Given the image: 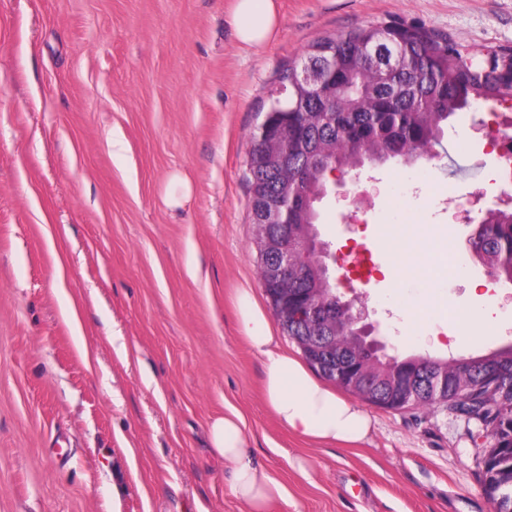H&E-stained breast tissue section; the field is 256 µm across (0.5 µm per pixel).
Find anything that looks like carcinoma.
I'll return each mask as SVG.
<instances>
[{"label":"carcinoma","mask_w":512,"mask_h":512,"mask_svg":"<svg viewBox=\"0 0 512 512\" xmlns=\"http://www.w3.org/2000/svg\"><path fill=\"white\" fill-rule=\"evenodd\" d=\"M385 53L376 58L361 54V45L375 35L373 26L326 37L307 46L298 62L283 73L288 82V101L270 104L266 112L269 130L286 123L297 130L288 143V170L315 169L320 158L330 156L328 167L342 174L358 169L366 161L376 164L404 157L416 161L441 143L443 123L451 116L469 112L489 101H512V55L490 47L476 50L442 37L418 25H389ZM334 59L336 66L322 72L336 98V110H327L328 97L317 96L300 80L301 67L318 66ZM423 73L416 80L415 73ZM259 147L248 164L253 210L280 193L281 171L262 159ZM319 186L288 187V234L309 237L319 220L317 206H306L302 198L317 194ZM473 258L499 283L512 284V208H488L474 223L468 239ZM323 257L315 251L299 252L293 275L304 298L324 299L336 295L330 278L321 273ZM337 338L338 349L351 356L363 351L351 337L346 322L338 317L324 324ZM446 366L442 404L479 420L493 433L497 447L493 456L512 454V399L503 401L497 391L480 378L489 370L512 376V344L486 354L463 358L462 368L448 359L422 355L379 358L369 373L378 407L412 410L433 407L437 402L424 393L406 405H387L391 396L390 376L396 372L416 375L428 382L440 377ZM497 464L485 466L480 484L483 494L498 508L512 512V477L501 476Z\"/></svg>","instance_id":"cac0c4a2"}]
</instances>
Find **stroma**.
Wrapping results in <instances>:
<instances>
[{
  "label": "stroma",
  "instance_id": "stroma-1",
  "mask_svg": "<svg viewBox=\"0 0 512 512\" xmlns=\"http://www.w3.org/2000/svg\"><path fill=\"white\" fill-rule=\"evenodd\" d=\"M232 0H0V512H246L209 450L238 411L288 490L268 512H493L477 421L444 406H368L360 445L288 431L267 407L265 359L238 330L235 297L264 309L247 159L268 96L306 46L371 24L422 25L475 49L512 45V0H279V26L241 46ZM432 156L345 175L322 240L343 300L364 304L402 355L469 357L512 344V286L490 293L493 333L453 321L481 300L455 199L485 190L495 158L479 122L450 120ZM476 167L441 175L446 152ZM451 238L442 271L398 242ZM380 271L345 285L349 248ZM76 303L81 328L62 314ZM421 311L424 323L398 319Z\"/></svg>",
  "mask_w": 512,
  "mask_h": 512
}]
</instances>
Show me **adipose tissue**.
Segmentation results:
<instances>
[{
    "label": "adipose tissue",
    "mask_w": 512,
    "mask_h": 512,
    "mask_svg": "<svg viewBox=\"0 0 512 512\" xmlns=\"http://www.w3.org/2000/svg\"><path fill=\"white\" fill-rule=\"evenodd\" d=\"M232 25L238 42L259 48L276 35L278 0H233ZM239 330L254 352L265 359L263 392L267 405L292 433L322 443L355 444L369 434V414L319 382L295 356L282 350L250 289L237 297ZM210 445L223 459L231 490L247 512H266L270 502L287 501V489L253 460V449L238 413L214 419Z\"/></svg>",
    "instance_id": "adipose-tissue-1"
}]
</instances>
